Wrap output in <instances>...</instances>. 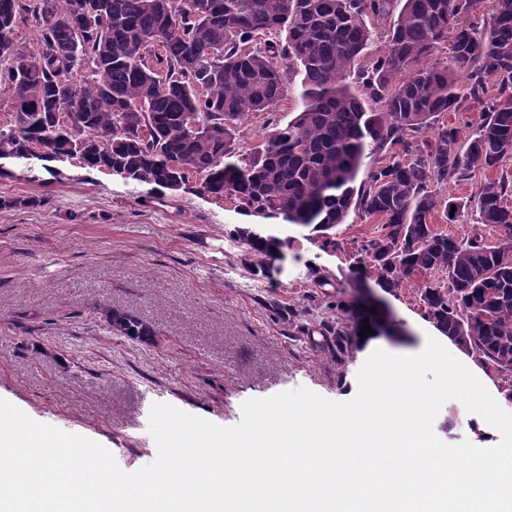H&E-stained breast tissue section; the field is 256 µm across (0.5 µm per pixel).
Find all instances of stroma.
<instances>
[{"mask_svg": "<svg viewBox=\"0 0 512 512\" xmlns=\"http://www.w3.org/2000/svg\"><path fill=\"white\" fill-rule=\"evenodd\" d=\"M301 76L276 111L250 114L237 128L252 152L302 109ZM259 218L230 198L155 189L88 168L76 158L0 161V399L33 420L96 441L127 472L151 464L153 404L229 427L250 399L306 388L346 402L375 349L421 352L438 329L420 300L418 278L379 288L364 248L381 224L350 212L329 243L268 219L291 238L279 260L259 263L233 231ZM372 288L395 335L344 353L363 288ZM146 322L148 340L113 329L110 311ZM512 412V375L483 364L453 341ZM444 442L491 447L499 432L457 400L434 421Z\"/></svg>", "mask_w": 512, "mask_h": 512, "instance_id": "1", "label": "stroma"}]
</instances>
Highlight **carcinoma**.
Listing matches in <instances>:
<instances>
[{
  "mask_svg": "<svg viewBox=\"0 0 512 512\" xmlns=\"http://www.w3.org/2000/svg\"><path fill=\"white\" fill-rule=\"evenodd\" d=\"M479 3L0 0V105L10 115L0 158L76 156L127 181L227 196L317 238L352 210L379 217L381 235L365 248L379 286L390 293L426 277L421 301L436 326L512 373V236L488 245L436 227L465 204L477 223L512 229V180L490 181L463 204L445 194L449 181L512 155V0H492L482 24L471 21ZM21 25L37 31L36 48L15 39ZM379 39L385 49L369 52ZM293 65L303 109L258 150L240 151L238 124L279 106ZM472 101L484 110L464 140L441 116ZM68 110L70 122H56ZM234 236L268 259L291 245L257 224ZM352 322L341 348L365 343V325L378 330L365 307ZM110 324L151 335L121 312Z\"/></svg>",
  "mask_w": 512,
  "mask_h": 512,
  "instance_id": "carcinoma-1",
  "label": "carcinoma"
}]
</instances>
